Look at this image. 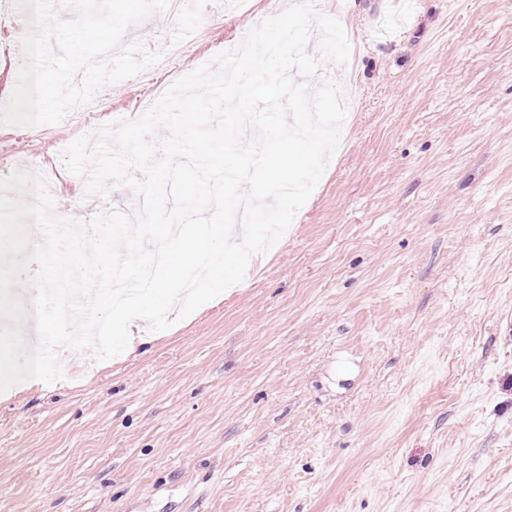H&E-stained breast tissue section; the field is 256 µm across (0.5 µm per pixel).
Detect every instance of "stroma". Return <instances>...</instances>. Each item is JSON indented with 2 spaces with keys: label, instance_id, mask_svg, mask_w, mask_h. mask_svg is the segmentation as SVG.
<instances>
[{
  "label": "stroma",
  "instance_id": "1",
  "mask_svg": "<svg viewBox=\"0 0 512 512\" xmlns=\"http://www.w3.org/2000/svg\"><path fill=\"white\" fill-rule=\"evenodd\" d=\"M342 2L349 58L309 85L353 107L288 232L135 354L63 348L59 380L0 395V512H512V0ZM273 12L130 27L188 50L103 88L93 128ZM79 135L0 124V177ZM50 187L85 224L138 203L66 170Z\"/></svg>",
  "mask_w": 512,
  "mask_h": 512
}]
</instances>
